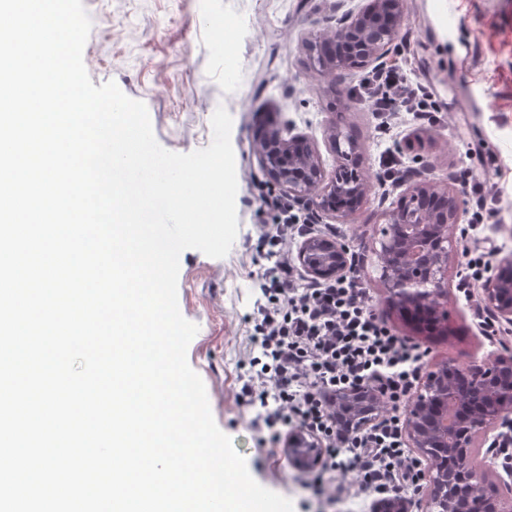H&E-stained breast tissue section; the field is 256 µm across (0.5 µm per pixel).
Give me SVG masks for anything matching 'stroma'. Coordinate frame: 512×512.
<instances>
[{
	"mask_svg": "<svg viewBox=\"0 0 512 512\" xmlns=\"http://www.w3.org/2000/svg\"><path fill=\"white\" fill-rule=\"evenodd\" d=\"M82 2L92 21L83 60L93 84L116 82L143 102L163 148L208 147L215 109L225 107L232 117L238 233L221 259L183 251L177 285L182 316L199 328L187 361L205 384L216 425L233 438L251 476L289 499L294 512H373L374 497L333 500L311 486V470L289 457L287 444L263 442L255 409L240 397L249 359L259 352L253 319L263 301L258 278L268 265L256 250L260 227L270 221L260 197L279 191L259 165L256 141L271 126L306 135L329 170L335 165L324 138L329 122L361 142L371 189L363 207L340 222L338 239L361 256L375 313L426 349L425 368L448 358L464 366L473 356L512 350V334L497 342L482 335L477 315L486 306L480 294L459 291V264L448 273L449 332L440 336L415 332L382 304L376 257L380 215L406 188L378 180V153L387 147L455 190L464 226L474 201L457 176L465 168L488 174L496 209L478 236L496 259L512 257V0H407V21L388 59L427 82L439 110L431 124L404 122L391 142L366 105L349 96L363 69L323 74L305 49L306 40L335 25L337 6L352 11L367 0Z\"/></svg>",
	"mask_w": 512,
	"mask_h": 512,
	"instance_id": "obj_1",
	"label": "stroma"
}]
</instances>
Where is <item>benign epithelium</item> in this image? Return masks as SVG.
Returning a JSON list of instances; mask_svg holds the SVG:
<instances>
[{
	"label": "benign epithelium",
	"mask_w": 512,
	"mask_h": 512,
	"mask_svg": "<svg viewBox=\"0 0 512 512\" xmlns=\"http://www.w3.org/2000/svg\"><path fill=\"white\" fill-rule=\"evenodd\" d=\"M406 21L405 0H368L357 12L336 18V26L316 36L308 50L317 54L324 74L361 68L390 53ZM325 143L336 156L327 173L309 138L285 137L278 128L267 131L257 145L260 165L270 183L329 217L347 218L364 203L370 186L358 167L361 146L336 123L328 124ZM460 208L448 187L420 171L400 204L382 213L376 251L382 271L385 302L402 311L407 306L429 313L433 323L446 325L448 266L456 244L452 228ZM348 246L338 240L311 237L300 246L298 260L311 279L335 278L348 269ZM482 297L494 317L512 324V260L499 265L482 285ZM383 409L380 392L362 385L336 394V421L353 432L363 430ZM512 426V354L473 358L460 366L444 360L430 371L407 405L404 432L410 447L430 458L444 454L454 465L442 472L432 465L422 473L428 493L422 512H508L512 502V465L506 476L489 482L474 461L475 442L505 437ZM288 454L308 467L320 456L317 442L307 435L290 440ZM411 504L383 497L375 512H410Z\"/></svg>",
	"instance_id": "benign-epithelium-1"
}]
</instances>
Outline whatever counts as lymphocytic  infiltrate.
Listing matches in <instances>:
<instances>
[{
    "label": "lymphocytic infiltrate",
    "mask_w": 512,
    "mask_h": 512,
    "mask_svg": "<svg viewBox=\"0 0 512 512\" xmlns=\"http://www.w3.org/2000/svg\"><path fill=\"white\" fill-rule=\"evenodd\" d=\"M353 94L386 135L397 131L399 115L417 122L435 110L428 86L396 65L373 67ZM261 204L272 222L259 248L272 264L262 274L265 302L254 327L260 353L250 360L243 399L257 407L271 434L296 422L325 443L327 467L354 474L361 493L417 487L421 468L409 455L399 408L418 381L424 350L375 316L358 276L302 283L288 254L297 239L315 234L310 215L279 195H264ZM367 383L378 387L389 410L364 430L348 431L337 424L329 399Z\"/></svg>",
    "instance_id": "f902f5d3"
}]
</instances>
